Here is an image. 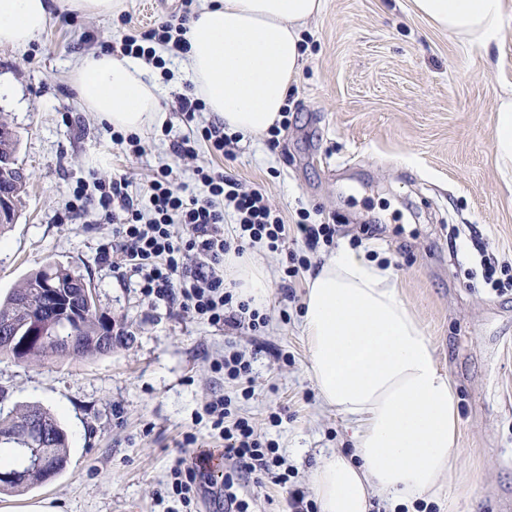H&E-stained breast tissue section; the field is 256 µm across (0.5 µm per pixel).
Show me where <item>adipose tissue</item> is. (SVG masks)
Returning <instances> with one entry per match:
<instances>
[{
    "label": "adipose tissue",
    "instance_id": "obj_1",
    "mask_svg": "<svg viewBox=\"0 0 512 512\" xmlns=\"http://www.w3.org/2000/svg\"><path fill=\"white\" fill-rule=\"evenodd\" d=\"M415 14L460 41L487 47L504 0H412ZM49 0H0V47L27 46L46 27ZM322 0H206L190 22L181 59L194 91L227 133L266 134L282 119L307 52L303 31ZM85 107L115 129L142 132L166 116L160 87L140 59L83 58L72 71ZM495 161L512 181V94L495 106ZM244 296L262 305L264 269L224 260ZM302 331L321 402L354 428V455L323 456L311 487L320 512H370L381 498L413 512L435 502L456 456L458 398L435 348L403 301L392 267L339 246L306 284Z\"/></svg>",
    "mask_w": 512,
    "mask_h": 512
}]
</instances>
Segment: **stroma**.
Masks as SVG:
<instances>
[{"mask_svg": "<svg viewBox=\"0 0 512 512\" xmlns=\"http://www.w3.org/2000/svg\"><path fill=\"white\" fill-rule=\"evenodd\" d=\"M307 25L308 52L288 92L277 151L244 135L227 174L261 187L293 226L298 211L335 225L336 240L380 258L421 322L457 393L459 457L446 476L449 505L430 512H512V291L487 287L482 260L512 266V186L495 165V104L512 90V0L496 45H468L415 15L412 0H323ZM117 16L68 10L55 0L46 29L25 47L0 48V118L17 137L29 181L0 236V294L43 263L90 283L126 344L90 359L19 362L0 355V406L39 404L60 420L65 471L26 491L56 512H168L160 499L186 433L208 441L195 413L214 394L276 440L310 488L320 451L352 455L351 425L318 398L302 336L307 272L280 288L286 256L246 251L269 279L262 336L228 338L133 288L102 252L111 225L68 216L69 190L124 173L140 180L169 162L160 129L147 152L110 148L106 122L72 84L75 63L118 36ZM253 397L211 370L228 346L251 351ZM282 412L281 426L267 416ZM250 512H291L288 490L242 479Z\"/></svg>", "mask_w": 512, "mask_h": 512, "instance_id": "obj_1", "label": "stroma"}]
</instances>
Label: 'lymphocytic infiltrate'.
Returning a JSON list of instances; mask_svg holds the SVG:
<instances>
[{
	"label": "lymphocytic infiltrate",
	"instance_id": "f902f5d3",
	"mask_svg": "<svg viewBox=\"0 0 512 512\" xmlns=\"http://www.w3.org/2000/svg\"><path fill=\"white\" fill-rule=\"evenodd\" d=\"M194 2L181 0L178 12L151 28L126 29L120 41L103 44V52L164 68L166 62L157 56L156 48L161 45L176 54L187 51L186 33L195 15ZM177 103L186 131L173 137L169 149L175 162L191 165L201 192L177 185L172 165L164 164L140 186L123 174L95 181L90 187L77 182L69 211L76 218L93 212L98 220L111 224L112 242L103 257L114 272L136 275L137 286L146 296L176 306L229 336L259 332L266 327L268 314L243 299L235 283L226 281L219 268L226 255L243 254L247 246L257 242H266L273 251L283 248L285 222L268 204L262 189L244 187L223 168L197 164L203 146L213 157L232 156L238 137L225 133L223 121L202 122L206 104L196 94L180 95ZM91 187L96 190L92 197L87 194ZM228 210L236 221L230 237L224 233V213ZM295 226L306 249L287 253L283 277L288 281L300 271L310 270L312 253L320 246L333 245L336 237L335 225L309 223L303 211ZM211 368L237 385L243 398L251 397L252 360L243 352L230 351L213 360ZM203 413L212 437L223 445L225 459L234 461L237 468L236 474L224 477V512H248V503L233 490L236 475L265 476L274 484L288 486L290 472L278 442L261 438L252 422L237 414L231 397L213 395ZM183 446L184 455L171 469L167 492L188 507L194 503L206 472L196 435L186 434Z\"/></svg>",
	"mask_w": 512,
	"mask_h": 512
}]
</instances>
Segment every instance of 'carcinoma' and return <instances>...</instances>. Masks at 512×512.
Segmentation results:
<instances>
[{"instance_id": "carcinoma-1", "label": "carcinoma", "mask_w": 512, "mask_h": 512, "mask_svg": "<svg viewBox=\"0 0 512 512\" xmlns=\"http://www.w3.org/2000/svg\"><path fill=\"white\" fill-rule=\"evenodd\" d=\"M16 139L9 126L0 122V156L15 157ZM0 184L14 191V200L10 212L0 215V232L8 229L14 223L17 204L20 203L21 194L25 192L27 182L20 181L16 184L1 181ZM53 280L65 288L72 289L76 297V306L82 310L79 322L75 323L76 335L82 337L83 343L74 350L66 348V343L71 333L69 326L62 323L57 315L49 312L41 305V288L48 280ZM84 279L56 263H47L38 270L30 273L19 282L3 298H0V323L14 319L18 315L19 303L26 301L25 314L29 318L47 326V337L39 345H33L27 349L19 344H6L0 342V354H7L19 361L47 360L55 357H71L83 359L105 354V350L95 344V337L103 331L110 330L108 324L111 320L98 313L96 305L87 304L85 298L79 294L80 285ZM37 417L46 421L53 429L54 436L51 439V448L47 449V455L51 462L47 469L33 470L25 461H19L17 467L10 470L0 466V473L6 470L14 474V479L6 484H0V494L21 493L36 485L43 484L51 478L59 475L65 468L69 459L67 435L61 426L59 419L48 409L39 404L26 405L19 410L5 412L0 409V449L16 448L18 443L9 438L17 427L23 422Z\"/></svg>"}]
</instances>
